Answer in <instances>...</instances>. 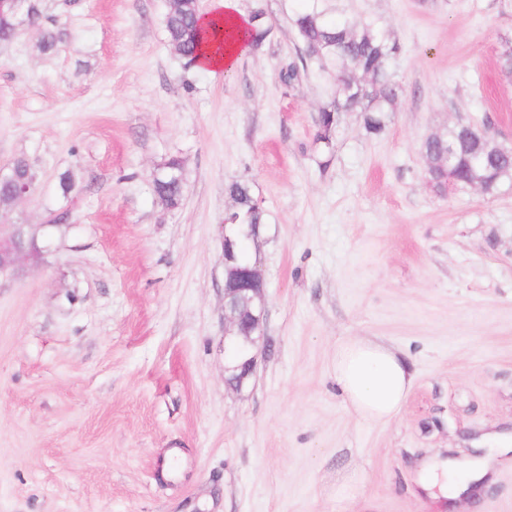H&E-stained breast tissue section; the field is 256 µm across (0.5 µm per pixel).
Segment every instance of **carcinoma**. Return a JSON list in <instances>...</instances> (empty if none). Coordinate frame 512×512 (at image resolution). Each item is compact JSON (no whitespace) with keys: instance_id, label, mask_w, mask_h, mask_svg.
I'll return each mask as SVG.
<instances>
[{"instance_id":"cac0c4a2","label":"carcinoma","mask_w":512,"mask_h":512,"mask_svg":"<svg viewBox=\"0 0 512 512\" xmlns=\"http://www.w3.org/2000/svg\"><path fill=\"white\" fill-rule=\"evenodd\" d=\"M241 11L247 21L245 37L252 48H260L272 27L262 0H243ZM294 27L298 45L295 52L300 64L288 66L282 75L285 82L298 79L299 70L311 63L330 69L335 76L331 102L321 108L316 140L329 145L338 132L342 114L359 112L365 129L373 134L384 131L387 114L394 111L402 94V86L391 69L400 51L399 44L376 21L368 18H333L313 3L304 4L295 15ZM169 45L184 62L193 67L202 45L215 33L203 21L196 0H170L165 17ZM60 43L58 33L45 28L41 32V52L53 53ZM429 161V180L441 190L452 173L458 184L475 186L487 195L493 194L505 179H512V155L504 151L485 131L469 124H458L443 133L427 138L422 148ZM183 161L172 156L151 174L154 193L170 207H178L183 199ZM232 200L231 217L237 224H263L265 212L256 204L250 185L233 180L224 186Z\"/></svg>"}]
</instances>
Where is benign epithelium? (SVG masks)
Instances as JSON below:
<instances>
[{
    "label": "benign epithelium",
    "mask_w": 512,
    "mask_h": 512,
    "mask_svg": "<svg viewBox=\"0 0 512 512\" xmlns=\"http://www.w3.org/2000/svg\"><path fill=\"white\" fill-rule=\"evenodd\" d=\"M0 16L10 19L12 26L20 31L29 22V10L25 0H0ZM0 182L13 185L14 199L19 202L29 197L34 187V180L18 181L15 179L11 165L0 167ZM224 248V320L230 327L224 329V347L235 349L243 359L240 365L225 368L230 374L229 383L240 389L253 374L261 347V327L265 317V284L256 264L244 267L237 264L235 256V239L229 230L236 228L246 237L259 234L257 224L223 225Z\"/></svg>",
    "instance_id": "1"
}]
</instances>
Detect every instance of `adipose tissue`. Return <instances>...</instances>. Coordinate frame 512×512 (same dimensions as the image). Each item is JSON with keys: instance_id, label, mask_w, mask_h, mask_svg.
<instances>
[{"instance_id": "1", "label": "adipose tissue", "mask_w": 512, "mask_h": 512, "mask_svg": "<svg viewBox=\"0 0 512 512\" xmlns=\"http://www.w3.org/2000/svg\"><path fill=\"white\" fill-rule=\"evenodd\" d=\"M244 39L213 41L204 46L199 68L229 72L248 53ZM333 379L349 411L371 422H385L399 411L412 385V377L393 349L382 342L356 337L336 345Z\"/></svg>"}]
</instances>
